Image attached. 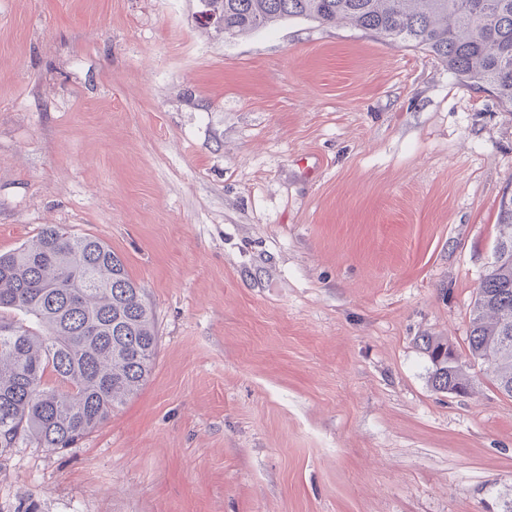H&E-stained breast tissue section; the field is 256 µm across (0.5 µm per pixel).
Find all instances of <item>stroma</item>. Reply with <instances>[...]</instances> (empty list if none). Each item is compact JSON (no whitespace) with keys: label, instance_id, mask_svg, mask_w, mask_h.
I'll list each match as a JSON object with an SVG mask.
<instances>
[{"label":"stroma","instance_id":"obj_1","mask_svg":"<svg viewBox=\"0 0 512 512\" xmlns=\"http://www.w3.org/2000/svg\"><path fill=\"white\" fill-rule=\"evenodd\" d=\"M198 9L0 0V253L99 238L157 336L75 447L0 457V512H504L512 397L468 336L512 112L410 44ZM419 348L429 358L433 371L431 373L432 385L441 392L453 391L455 387L462 388L467 392L470 378L463 366L459 364L456 354L453 356L452 348L448 349V340L439 336H421ZM463 390H456L454 394H462Z\"/></svg>","mask_w":512,"mask_h":512}]
</instances>
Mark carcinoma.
<instances>
[{
    "label": "carcinoma",
    "instance_id": "1",
    "mask_svg": "<svg viewBox=\"0 0 512 512\" xmlns=\"http://www.w3.org/2000/svg\"><path fill=\"white\" fill-rule=\"evenodd\" d=\"M224 33L288 18L344 22L429 51L512 112V0H209ZM154 317L123 259L56 224L0 254V456L25 444L68 448L110 418L151 373ZM432 385L468 389L448 340L422 336ZM494 387L512 397V193L502 195L494 261L468 336Z\"/></svg>",
    "mask_w": 512,
    "mask_h": 512
}]
</instances>
